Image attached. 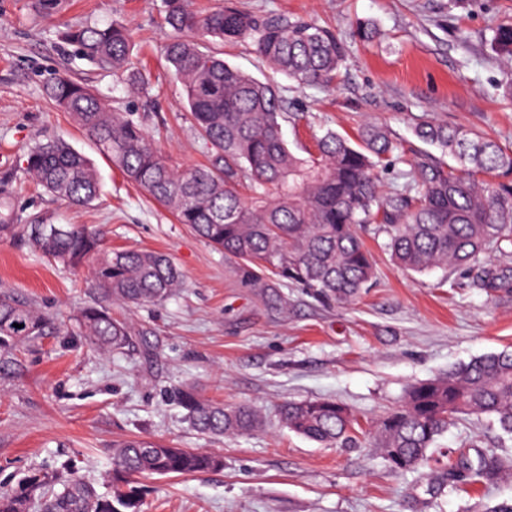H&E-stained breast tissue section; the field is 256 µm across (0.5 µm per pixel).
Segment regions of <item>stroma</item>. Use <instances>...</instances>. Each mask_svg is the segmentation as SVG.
Wrapping results in <instances>:
<instances>
[{
	"mask_svg": "<svg viewBox=\"0 0 512 512\" xmlns=\"http://www.w3.org/2000/svg\"><path fill=\"white\" fill-rule=\"evenodd\" d=\"M255 13L317 20L336 31L346 58L335 89L297 88L272 73L251 46L224 44V59L286 101L289 146H311L329 127L354 133L386 122L409 149L426 150L411 130L425 115L484 132L512 147V98L503 85L512 64L490 47L492 29L512 0H232ZM374 21L378 36L355 35ZM119 22L135 43L134 62L150 74L134 94L122 79L89 65L63 45L67 28ZM167 31L163 0H0V204L15 227L0 230V294L13 295L52 322L0 371V485L38 472H78L105 489L113 442L149 437L176 448L211 451L222 470L142 481V512H486L512 498V475L490 488L438 489L437 477L396 471L373 439L380 416L405 388L472 358L512 350V292L465 286L462 270L425 274L396 268L377 240L373 285L347 304L312 297L283 282L288 305L270 310L260 289L244 287L240 262L176 223L99 154L68 113L44 93L54 75L94 86L119 112L148 115L159 150L180 168L204 153L184 109L180 82L160 51ZM66 140L94 163L99 196L67 207L25 171L27 150ZM79 224L102 230L109 250H158L185 276L157 305L113 306L132 326V346L102 354L63 327L97 299L90 277L49 261L24 244L19 227ZM190 384L204 398L248 404L260 429L213 438L191 429L171 397ZM330 398L353 412L350 445L322 447L282 427L281 406ZM474 444L512 458V435L490 420L462 419L437 441L434 457Z\"/></svg>",
	"mask_w": 512,
	"mask_h": 512,
	"instance_id": "obj_1",
	"label": "stroma"
}]
</instances>
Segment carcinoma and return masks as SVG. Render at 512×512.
I'll return each mask as SVG.
<instances>
[{"label": "carcinoma", "mask_w": 512, "mask_h": 512, "mask_svg": "<svg viewBox=\"0 0 512 512\" xmlns=\"http://www.w3.org/2000/svg\"><path fill=\"white\" fill-rule=\"evenodd\" d=\"M170 27L163 55L184 88L186 106L206 148L207 163L173 168L141 120L115 112L91 85L64 75L50 78L46 96L68 112L97 151L180 224L224 254L242 261L251 288L269 272L330 301L350 302L369 288L375 266L360 229L385 236L383 248L403 270L425 273L458 267L475 273L486 292L512 288V267L485 261L490 251L512 256V149L472 130L434 119L412 127L442 156L405 148L388 124L366 122L351 139L327 128L315 151L302 157L283 137L284 101L277 86L227 63L206 42L248 41L271 70L298 87L331 88L344 61L336 34L313 21L278 12L253 14L230 4L207 13L192 0H164ZM74 54L97 68L148 85L132 61V37L121 23L86 25L62 34ZM492 49L512 62V18L493 29ZM455 161L451 165L444 157ZM403 164L401 185L383 189L382 174ZM27 173L48 193L86 206L99 194L91 162L59 138L31 147ZM29 246L74 271L91 262L102 300L72 316L76 335L104 353L131 344L129 325L112 316V305L161 304L183 285L171 258L159 251L108 253L101 234L75 224H21ZM19 327H14V324ZM47 321L31 307L0 295V368L20 345L43 335ZM191 426L200 434L240 435L258 429L257 411L226 406L183 386L176 391ZM463 416L488 418L512 434V351L486 354L448 373L407 387L386 412L376 447L397 471L432 467L437 439ZM282 425L321 446L352 441L356 419L324 398L288 403ZM213 452L173 448L135 438L112 445L106 491L75 474L42 473L17 489L0 488V512H140L139 481L223 468ZM507 463L493 448L460 454L439 474V485L494 484Z\"/></svg>", "instance_id": "1"}]
</instances>
